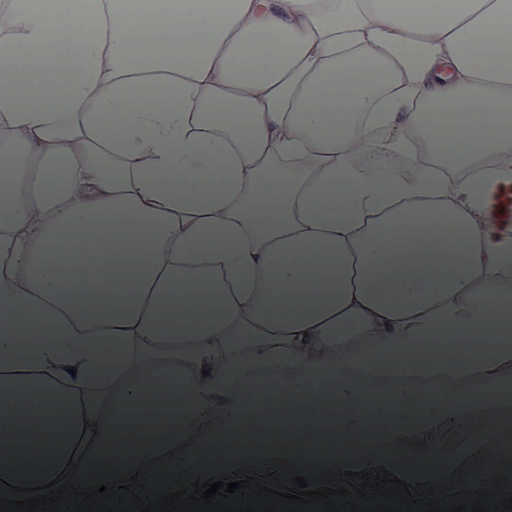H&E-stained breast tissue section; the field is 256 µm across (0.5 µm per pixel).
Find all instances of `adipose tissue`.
Listing matches in <instances>:
<instances>
[{"label":"adipose tissue","mask_w":512,"mask_h":512,"mask_svg":"<svg viewBox=\"0 0 512 512\" xmlns=\"http://www.w3.org/2000/svg\"><path fill=\"white\" fill-rule=\"evenodd\" d=\"M0 7V497L303 475L281 443L195 458L246 412L280 433L324 372L364 446L342 470L443 459L465 489L512 418V0ZM361 382L398 409L370 432ZM146 406L155 442L100 464ZM493 211L494 224L500 232L504 234L512 233V193L509 201L504 202L499 199H493L490 203ZM503 210V213H500Z\"/></svg>","instance_id":"obj_1"}]
</instances>
